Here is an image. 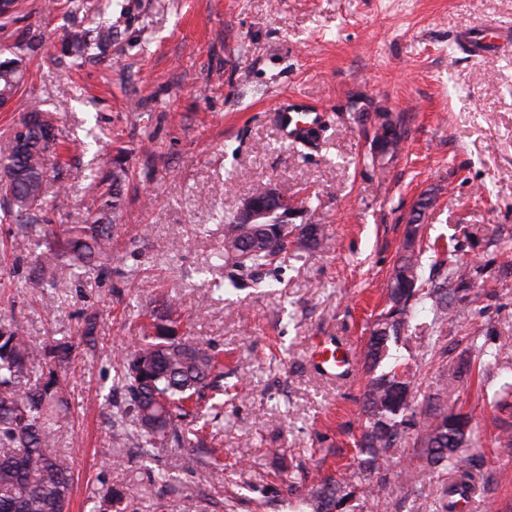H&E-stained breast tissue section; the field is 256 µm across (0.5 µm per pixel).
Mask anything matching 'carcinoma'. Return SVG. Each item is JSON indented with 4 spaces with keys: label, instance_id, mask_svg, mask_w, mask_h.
Here are the masks:
<instances>
[{
    "label": "carcinoma",
    "instance_id": "obj_1",
    "mask_svg": "<svg viewBox=\"0 0 512 512\" xmlns=\"http://www.w3.org/2000/svg\"><path fill=\"white\" fill-rule=\"evenodd\" d=\"M19 60L0 62V95L14 96L21 83ZM25 172L33 196L18 204L20 186H0L9 208L0 218L22 222L42 210L40 156L32 151L15 155L11 143L0 147V165ZM324 235L317 224H282L278 214L261 224L224 222V250L215 253V267L224 271V287L239 290L257 283L271 268L299 257L306 245L319 246ZM112 249V225L77 224L53 242L39 262L38 275L56 283L65 276L94 265L105 268ZM448 280L436 283L424 276L415 254L402 258L390 277V306L375 320L365 356L375 366L389 351V342L410 328L411 301L432 302L433 318L426 330L433 333L448 323L453 308L448 304ZM179 310L166 302L163 311L143 326L142 338L133 350L110 361L113 380L126 392L125 407L109 421L117 445L136 441L145 454L161 448L177 433L186 407L200 406L204 391L220 389L224 377L218 354L188 331H180ZM74 345L58 342L39 347L30 342L16 322L0 323V512H67L72 487L73 461L52 451L55 425L70 410L71 401L63 372L73 357ZM408 370L395 368L372 377L365 392L366 426L361 459L373 470L387 457L414 423L417 390ZM455 403L439 404L417 422L422 454L430 466L452 468L459 479L448 485L445 508L455 512L459 499L467 497L466 481L475 474L465 465L461 448L471 430L457 421ZM352 479L336 480L311 495L313 512H339L349 498ZM91 512H127L131 505L107 486L87 497Z\"/></svg>",
    "mask_w": 512,
    "mask_h": 512
}]
</instances>
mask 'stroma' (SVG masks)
Here are the masks:
<instances>
[{
    "label": "stroma",
    "mask_w": 512,
    "mask_h": 512,
    "mask_svg": "<svg viewBox=\"0 0 512 512\" xmlns=\"http://www.w3.org/2000/svg\"><path fill=\"white\" fill-rule=\"evenodd\" d=\"M478 25L512 26V0H18L0 20V49L17 48L25 73L0 111V142L36 108L57 132L40 219L56 231L98 217L114 226L110 272L53 288L34 285L40 250L0 252V318L35 344L75 345L72 409L56 430L73 460L70 512L104 479L135 512H310L321 481L358 466L368 382L358 364L326 374L313 343L361 355L412 251L427 269L451 259L468 279L448 283L456 315L443 332L420 331L433 313L417 303L414 329L378 370L409 367L419 411L446 399L471 416L462 454L485 494L464 512H512V53L462 51L459 31ZM81 29L96 41L82 54L70 45ZM304 106L323 114L309 145L279 121ZM383 113L397 134L385 149ZM263 185L304 202L289 223L322 225L332 247L224 293L210 267L224 223ZM171 297L219 352L232 393L217 439L146 456L112 445L108 418L125 394L107 358ZM89 315L92 351L79 344ZM417 433L350 486L345 512H444L453 472L427 468ZM169 468L172 485L159 484ZM368 483L378 500L365 499Z\"/></svg>",
    "instance_id": "stroma-1"
}]
</instances>
